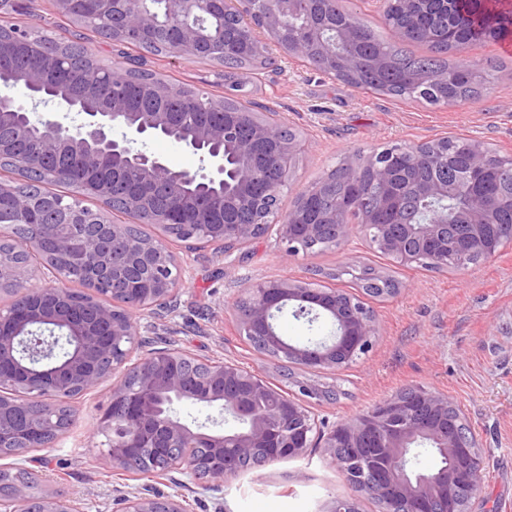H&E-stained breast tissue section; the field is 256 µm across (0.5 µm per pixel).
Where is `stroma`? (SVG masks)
<instances>
[{"mask_svg":"<svg viewBox=\"0 0 512 512\" xmlns=\"http://www.w3.org/2000/svg\"><path fill=\"white\" fill-rule=\"evenodd\" d=\"M29 32L80 41L95 58L119 61L111 41L81 30L58 13L54 0H5ZM272 62L248 74L247 97L278 112L305 141L292 186L280 194V211L296 193L323 177L338 158L413 145L443 136L476 138L512 155V42L490 40L469 53L493 65L490 84L474 101L451 106L399 100L352 88L271 51ZM147 67L177 86L213 98L224 95V68L212 61L148 56ZM183 287L176 306L138 317L145 348L170 343L197 357L234 361L295 396L300 386L323 391L308 405L329 423L350 419L409 386L439 391L460 406L481 451L483 484L470 512H512V244L464 270L402 266L356 235L343 245L289 256L275 231L231 252L177 244ZM372 266L395 276L399 292L366 298L376 319L371 346L336 370H308L260 356L245 341L232 304L243 284L288 277L351 291L350 277L330 272ZM103 384L76 402V419L50 452L29 453L26 469L42 473L48 488L73 492L78 512H116V501L136 486L135 477L113 470L97 423L110 402ZM181 473L156 482L158 492L183 494L186 512H327L352 489L321 449L225 480L217 491L183 489Z\"/></svg>","mask_w":512,"mask_h":512,"instance_id":"35a3bbf8","label":"stroma"}]
</instances>
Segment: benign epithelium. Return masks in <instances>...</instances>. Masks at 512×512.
Masks as SVG:
<instances>
[{
	"label": "benign epithelium",
	"instance_id": "7a95c632",
	"mask_svg": "<svg viewBox=\"0 0 512 512\" xmlns=\"http://www.w3.org/2000/svg\"><path fill=\"white\" fill-rule=\"evenodd\" d=\"M260 6H255V3ZM152 0H91L97 18L123 23L113 41L146 42L167 24L174 27L170 54L177 58L211 55L206 34L210 20L233 19L238 37L235 46L257 57L268 56L276 46L287 57L302 56L301 46L288 34V15L299 10L300 0H166L167 20H159ZM383 10L402 7L416 21L429 6L439 4L456 18L454 0H380ZM324 23L309 19L304 38L313 42L323 74L349 72L351 55H338L323 38ZM44 69L17 77L0 76V126L13 133L10 143H0V160L10 158L14 145L26 140L31 128L42 127L37 143L40 156L67 154L87 169L110 174L84 191L99 198L110 194V182L136 169L148 184L162 183L181 194L190 189L224 186V145L235 148L237 164L231 172L229 195L255 203L258 216L249 223L220 222L209 209L195 207L190 196L184 205L195 208V220L181 222V212L152 208L148 194L129 197L125 208L159 229L154 237L136 236L130 225L120 224L101 211H87L77 204L51 202L55 221L44 231L18 242L12 250L0 249V292L15 299L0 310V457L23 461L33 448H53L73 424L75 416L62 412L70 400L86 394L121 371L112 385L108 407L97 429L112 434L108 450L113 468L148 480L123 498L121 512H186L180 495H160L153 481L173 471L189 476L202 490L216 491L224 479L236 474L234 459L249 458L254 470L287 458L303 456L308 449H323L330 463L341 470L357 496L338 498L328 512H358L357 497L367 495L381 505V512H466L459 490L473 494L483 484L480 450L465 444L457 420L448 418L456 404L443 393L424 387L411 396L394 394L348 421L328 426L298 398L281 394L271 385L231 361L201 359L180 348H166L141 357L135 355L140 336L136 312L151 310L175 299L181 290L179 257L173 241L191 240L201 234L213 238L228 253L265 235L270 223L278 225L286 252L297 254L307 244L324 241L333 231L342 243L359 227L369 241L397 263L462 268L465 260L453 257L448 247V225L382 224L379 212L365 211L356 224L341 209L325 212L311 224L301 208L279 217L278 200L285 179L257 195L254 193L258 153L268 152L288 167L301 151V136L284 137L281 124L272 118H256L250 136L236 137L234 123H206L182 134L174 133L168 112H129L121 99L101 111L73 102L67 109L81 115L78 124L35 120L17 90L26 96L47 84L45 71L56 55L37 47ZM173 132L174 141L193 150L204 162L191 173L170 167L162 158L135 149L131 137ZM493 153L480 141L469 148L467 171L475 176L489 165ZM366 165L384 184L394 178L389 161L370 154ZM453 186L425 183L417 188L422 197H446ZM6 203L14 226L27 222L33 212L30 198L9 184L0 183V204ZM493 214V201L472 193L462 214L468 240L482 237ZM40 254L55 265L54 279L32 288V267L25 256ZM78 270L94 299L75 307L69 290L62 286L68 273ZM137 276L141 288L130 282ZM123 295L120 305H109L101 296ZM236 310L245 336L260 337L261 350L310 369L340 367L371 346L375 318L358 296L336 289L313 288L288 278L250 282L240 289ZM298 316H323L336 327L329 342L297 345L286 342L276 320L287 306ZM176 403L201 404L218 409L240 427L230 431L211 429L218 424L186 422L176 416ZM429 445L445 461L440 468L414 473L408 468L410 450ZM6 512H74V497L63 490L35 494L27 478L10 483Z\"/></svg>",
	"mask_w": 512,
	"mask_h": 512
}]
</instances>
